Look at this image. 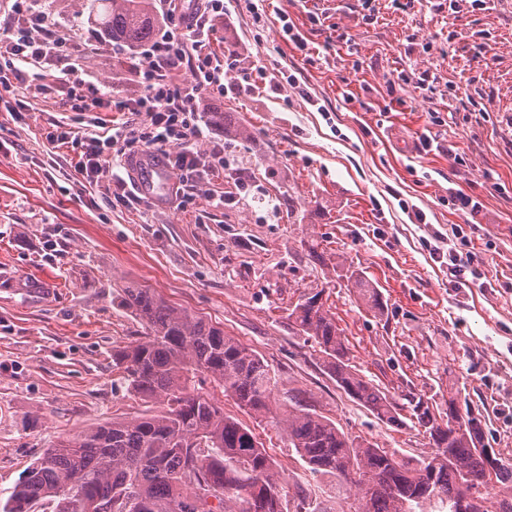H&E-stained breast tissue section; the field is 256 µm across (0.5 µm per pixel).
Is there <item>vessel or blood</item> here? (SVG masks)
<instances>
[{
    "label": "vessel or blood",
    "mask_w": 512,
    "mask_h": 512,
    "mask_svg": "<svg viewBox=\"0 0 512 512\" xmlns=\"http://www.w3.org/2000/svg\"><path fill=\"white\" fill-rule=\"evenodd\" d=\"M126 175L134 192L163 210L171 209L176 181L173 171L162 152L144 150L127 158ZM16 290L29 300L46 303L53 296L51 281L43 276L22 277Z\"/></svg>",
    "instance_id": "obj_1"
}]
</instances>
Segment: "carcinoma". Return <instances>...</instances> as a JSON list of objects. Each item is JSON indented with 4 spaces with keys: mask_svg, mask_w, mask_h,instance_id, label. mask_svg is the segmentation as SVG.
Listing matches in <instances>:
<instances>
[{
    "mask_svg": "<svg viewBox=\"0 0 512 512\" xmlns=\"http://www.w3.org/2000/svg\"><path fill=\"white\" fill-rule=\"evenodd\" d=\"M125 2L93 0L99 24L114 31L129 25ZM349 279L366 309L384 315L370 280L356 271ZM124 305L147 332L114 350L112 363L129 391L162 409L59 437L0 500V512H37L52 502L65 503L66 512H285V475L249 426L196 389L199 376L276 426L309 472L354 491L357 512H422L425 504L444 512L475 498L483 512H512V466L487 451L482 412L468 406L462 413L451 398L443 423L424 394L397 398L373 383L351 365L346 338L318 295H300L288 320L314 339L338 389L385 425L412 421L430 453L406 461L340 430L295 395L277 402L276 374L261 354L150 288H127ZM492 483L509 491L496 507L483 494Z\"/></svg>",
    "mask_w": 512,
    "mask_h": 512,
    "instance_id": "carcinoma-1",
    "label": "carcinoma"
}]
</instances>
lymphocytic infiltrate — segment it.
I'll list each match as a JSON object with an SVG mask.
<instances>
[{
  "mask_svg": "<svg viewBox=\"0 0 512 512\" xmlns=\"http://www.w3.org/2000/svg\"><path fill=\"white\" fill-rule=\"evenodd\" d=\"M152 8L164 28L150 38L131 39V50L122 59L143 85L140 97L131 101L107 90H88L84 72L70 61L79 50L73 36L51 23L37 0H12L0 14V92L38 94L40 88L28 80L27 72L48 65V77L67 88L72 111L94 115L90 131L79 133L63 123L48 134V141L81 147L75 169L86 177L101 173L100 158L111 151L112 196L124 205L135 201L122 175L123 160L134 151L162 152L184 183H201L209 169L230 166L223 149L206 154L194 149L203 136L202 101L223 97L228 73L241 82L252 80L239 68L234 52L211 49L224 0H152ZM185 69L191 71L192 82L177 81V73ZM108 112L117 113L118 121L105 120ZM131 112L140 115L139 123L128 120Z\"/></svg>",
  "mask_w": 512,
  "mask_h": 512,
  "instance_id": "1",
  "label": "lymphocytic infiltrate"
}]
</instances>
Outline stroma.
Wrapping results in <instances>:
<instances>
[{
    "mask_svg": "<svg viewBox=\"0 0 512 512\" xmlns=\"http://www.w3.org/2000/svg\"><path fill=\"white\" fill-rule=\"evenodd\" d=\"M247 4L224 0L213 51L233 49L241 67L269 74L297 66L302 88L206 100L249 131L239 138L209 125L197 144L202 153L225 146L242 168L249 187L239 204L210 206L209 195L238 192L219 168L186 207L113 204L109 177L83 178L71 145L46 140L55 122L77 128L91 118L64 111L59 85L18 111L0 102V264L48 277L55 291L40 307L0 291L1 498L59 436L154 410L112 368L113 350L146 333L123 305L133 283L260 353L279 393L300 394L345 432L407 460L426 455L417 428L384 425L353 402L313 340L289 324V305L322 291L352 365L382 386L424 393L442 415L461 393L485 411L486 443L512 463V0H457L451 27L429 0L403 11L373 0L370 24L357 21L356 0H266L261 28ZM46 8L86 42L76 62L92 84L123 99L141 95L139 77L105 42L91 0H46ZM312 11L335 24L333 44L311 26ZM283 13L315 47L310 60L283 43ZM426 68L436 75L428 89L404 82ZM432 110L443 125L429 127ZM427 128L440 148L421 158L415 144ZM458 190L476 196L479 210H454ZM411 207L425 223L409 218ZM435 233L441 251L476 253L483 280L452 282L422 246ZM355 268L382 293L384 315L357 302L346 279ZM202 391L261 439L285 471L287 500L304 491L323 512H348L345 488L311 476L282 434L216 382Z\"/></svg>",
    "mask_w": 512,
    "mask_h": 512,
    "instance_id": "obj_1",
    "label": "stroma"
}]
</instances>
